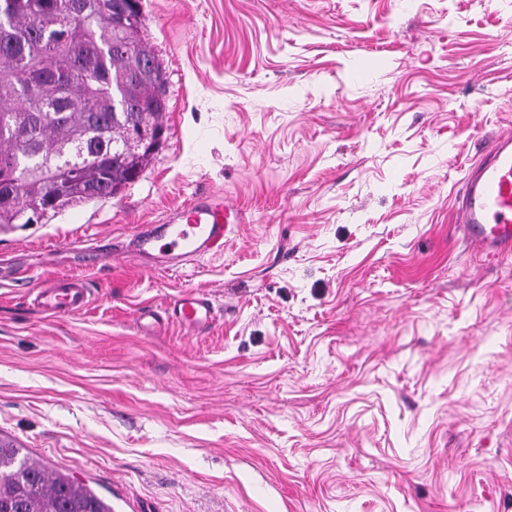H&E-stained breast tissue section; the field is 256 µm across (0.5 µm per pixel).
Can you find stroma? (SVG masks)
Listing matches in <instances>:
<instances>
[{"mask_svg": "<svg viewBox=\"0 0 512 512\" xmlns=\"http://www.w3.org/2000/svg\"><path fill=\"white\" fill-rule=\"evenodd\" d=\"M141 8L166 141L112 197L0 225V433L113 512H512V257L452 208L512 131V0ZM205 192L240 212L223 253L97 254ZM70 276L85 309L32 305ZM188 290L221 320L165 318Z\"/></svg>", "mask_w": 512, "mask_h": 512, "instance_id": "35a3bbf8", "label": "stroma"}]
</instances>
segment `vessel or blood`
Masks as SVG:
<instances>
[{
  "label": "vessel or blood",
  "mask_w": 512,
  "mask_h": 512,
  "mask_svg": "<svg viewBox=\"0 0 512 512\" xmlns=\"http://www.w3.org/2000/svg\"><path fill=\"white\" fill-rule=\"evenodd\" d=\"M466 239L492 257L512 256V133L499 134L485 156L472 166L456 201ZM237 209L223 196L205 193L171 214L166 223L138 226L124 247L138 265L180 268L197 258L222 252ZM38 304L51 314H73L88 303V286L79 278L43 281ZM172 318L187 331L213 324L219 310L206 295L187 292L174 301Z\"/></svg>",
  "instance_id": "1"
}]
</instances>
